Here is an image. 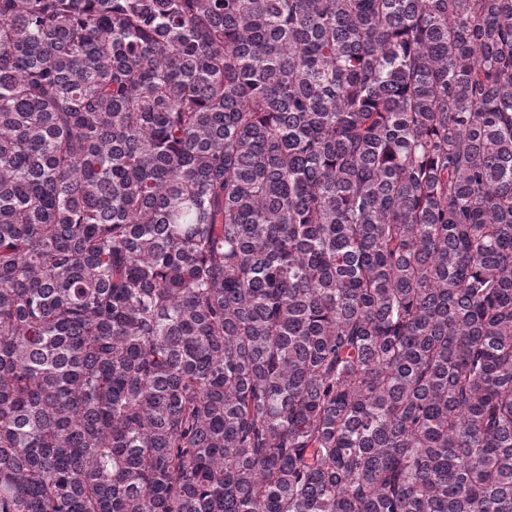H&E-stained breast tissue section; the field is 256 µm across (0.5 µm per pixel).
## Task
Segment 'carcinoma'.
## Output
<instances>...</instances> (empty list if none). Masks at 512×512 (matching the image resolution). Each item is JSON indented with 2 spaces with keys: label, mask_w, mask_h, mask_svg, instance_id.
Returning a JSON list of instances; mask_svg holds the SVG:
<instances>
[{
  "label": "carcinoma",
  "mask_w": 512,
  "mask_h": 512,
  "mask_svg": "<svg viewBox=\"0 0 512 512\" xmlns=\"http://www.w3.org/2000/svg\"><path fill=\"white\" fill-rule=\"evenodd\" d=\"M0 512H512V0H0Z\"/></svg>",
  "instance_id": "1"
}]
</instances>
